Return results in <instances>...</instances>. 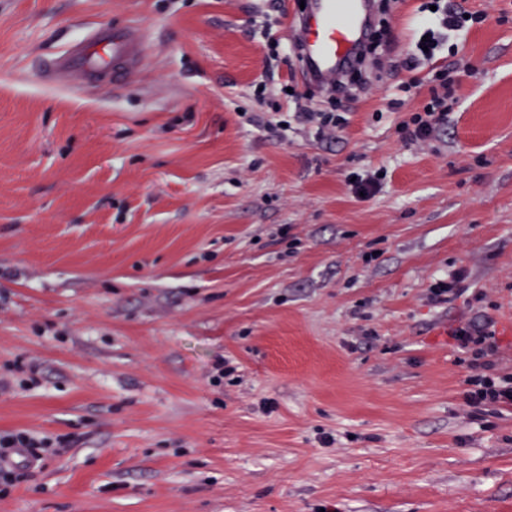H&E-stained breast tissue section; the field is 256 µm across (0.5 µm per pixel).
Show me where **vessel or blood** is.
I'll use <instances>...</instances> for the list:
<instances>
[{
	"mask_svg": "<svg viewBox=\"0 0 512 512\" xmlns=\"http://www.w3.org/2000/svg\"><path fill=\"white\" fill-rule=\"evenodd\" d=\"M369 7V0H309L305 12H289L288 29L303 50V79L318 85L335 82L366 43ZM143 54L137 28L92 29L47 63L45 75L74 86L119 83L135 74Z\"/></svg>",
	"mask_w": 512,
	"mask_h": 512,
	"instance_id": "obj_1",
	"label": "vessel or blood"
}]
</instances>
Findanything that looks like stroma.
<instances>
[{
    "instance_id": "obj_1",
    "label": "stroma",
    "mask_w": 512,
    "mask_h": 512,
    "mask_svg": "<svg viewBox=\"0 0 512 512\" xmlns=\"http://www.w3.org/2000/svg\"><path fill=\"white\" fill-rule=\"evenodd\" d=\"M428 2L379 0L392 52L328 98L272 0H0V436L50 444L0 512H512V409L468 418L450 338L491 319L512 372V0L390 75ZM131 22L137 79H42ZM461 268L481 306L432 303ZM442 91H432L430 101L423 112H413L403 120L397 129L401 139L406 143L429 142L435 140L442 126L448 123L447 82L441 84ZM298 121L317 122L319 125L318 134L321 135L325 130L335 132L336 129L341 130L344 122L340 118H336L335 112H294ZM381 172H376L374 174L371 173H358V172H352L349 175V183L352 187L353 192L360 196V192L364 193V197H368L373 195L380 187L381 185V177H379V174ZM353 177H356V180L354 182H351V179Z\"/></svg>"
}]
</instances>
